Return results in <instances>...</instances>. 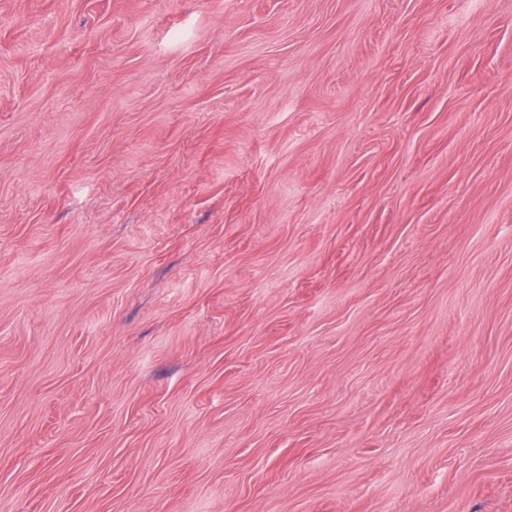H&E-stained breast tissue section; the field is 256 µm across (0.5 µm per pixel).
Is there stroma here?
Instances as JSON below:
<instances>
[{
    "label": "stroma",
    "mask_w": 512,
    "mask_h": 512,
    "mask_svg": "<svg viewBox=\"0 0 512 512\" xmlns=\"http://www.w3.org/2000/svg\"><path fill=\"white\" fill-rule=\"evenodd\" d=\"M0 512H512V0H0Z\"/></svg>",
    "instance_id": "stroma-1"
}]
</instances>
